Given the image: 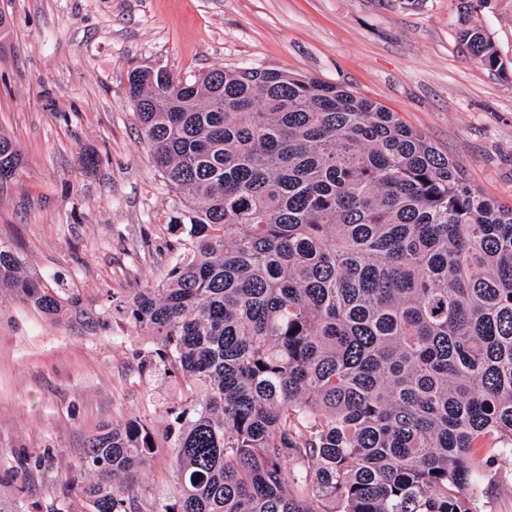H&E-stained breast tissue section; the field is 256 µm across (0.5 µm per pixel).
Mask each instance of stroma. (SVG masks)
<instances>
[{
  "label": "stroma",
  "mask_w": 512,
  "mask_h": 512,
  "mask_svg": "<svg viewBox=\"0 0 512 512\" xmlns=\"http://www.w3.org/2000/svg\"><path fill=\"white\" fill-rule=\"evenodd\" d=\"M0 15V133L22 151L0 184V244L76 299L55 319L0 290V512H78L89 437L130 418L155 446L129 497L138 512L174 501L165 409L185 384L142 373L151 342L125 310L165 278L185 199L151 165L132 71L260 67L346 86L512 206V0H0ZM471 26L504 71L462 52ZM476 470L481 512H512V453Z\"/></svg>",
  "instance_id": "1"
}]
</instances>
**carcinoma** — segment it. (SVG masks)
I'll return each mask as SVG.
<instances>
[{
  "label": "carcinoma",
  "instance_id": "carcinoma-1",
  "mask_svg": "<svg viewBox=\"0 0 512 512\" xmlns=\"http://www.w3.org/2000/svg\"><path fill=\"white\" fill-rule=\"evenodd\" d=\"M469 57L504 71L478 28ZM142 140L183 194V239L127 319L167 408L177 478L159 512H478L474 460L512 453V207L396 112L276 69L129 77ZM21 151L0 135V164ZM0 288L61 318L75 300L0 246ZM147 422L89 439L87 512L124 483Z\"/></svg>",
  "mask_w": 512,
  "mask_h": 512
}]
</instances>
